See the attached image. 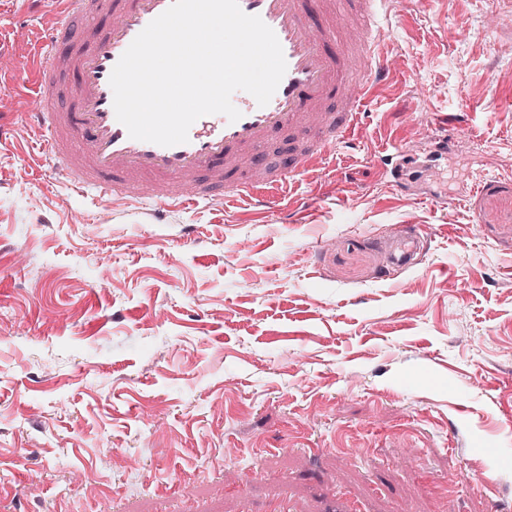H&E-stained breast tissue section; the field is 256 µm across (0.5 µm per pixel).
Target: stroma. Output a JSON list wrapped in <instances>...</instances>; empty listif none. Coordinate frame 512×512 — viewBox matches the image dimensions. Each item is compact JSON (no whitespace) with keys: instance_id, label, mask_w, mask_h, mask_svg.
Wrapping results in <instances>:
<instances>
[{"instance_id":"obj_1","label":"stroma","mask_w":512,"mask_h":512,"mask_svg":"<svg viewBox=\"0 0 512 512\" xmlns=\"http://www.w3.org/2000/svg\"><path fill=\"white\" fill-rule=\"evenodd\" d=\"M39 25L0 0V51ZM391 45L368 144L336 151L354 179L293 187L285 218L59 207L24 123L48 99L0 81V512H166L176 485L195 512H512V0H413ZM460 108L449 157L392 187L372 149ZM486 164L503 184L469 198ZM401 224L428 237L391 268Z\"/></svg>"}]
</instances>
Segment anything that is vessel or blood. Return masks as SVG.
<instances>
[{"mask_svg": "<svg viewBox=\"0 0 512 512\" xmlns=\"http://www.w3.org/2000/svg\"><path fill=\"white\" fill-rule=\"evenodd\" d=\"M172 0H26L45 15L26 64L50 103L26 113L30 134L56 180L74 198L117 208L146 205L154 219L198 204L279 211L276 189L298 178L321 181L338 145L365 135L362 107L399 71L390 49L392 17L407 0H239L276 34L287 70L266 106L242 90L231 100L236 122L221 114L196 120L186 143L161 146L129 137L117 120L111 71L135 37ZM411 142L376 160L402 181L415 161ZM417 229L392 235L389 260L410 263Z\"/></svg>", "mask_w": 512, "mask_h": 512, "instance_id": "1", "label": "vessel or blood"}]
</instances>
